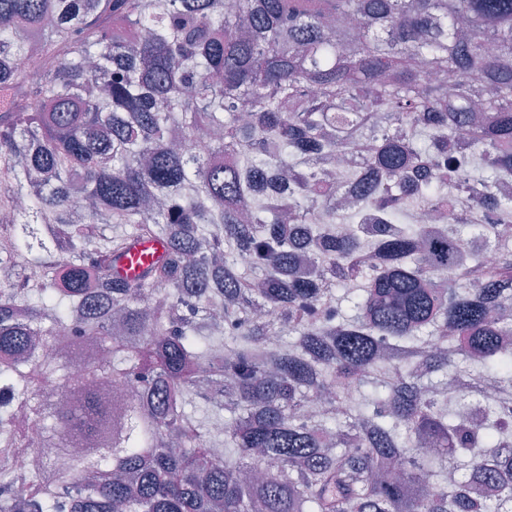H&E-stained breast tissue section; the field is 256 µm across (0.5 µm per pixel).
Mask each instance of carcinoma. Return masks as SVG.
Wrapping results in <instances>:
<instances>
[{"mask_svg":"<svg viewBox=\"0 0 512 512\" xmlns=\"http://www.w3.org/2000/svg\"><path fill=\"white\" fill-rule=\"evenodd\" d=\"M501 223L512 0H0V512H512Z\"/></svg>","mask_w":512,"mask_h":512,"instance_id":"1","label":"carcinoma"}]
</instances>
